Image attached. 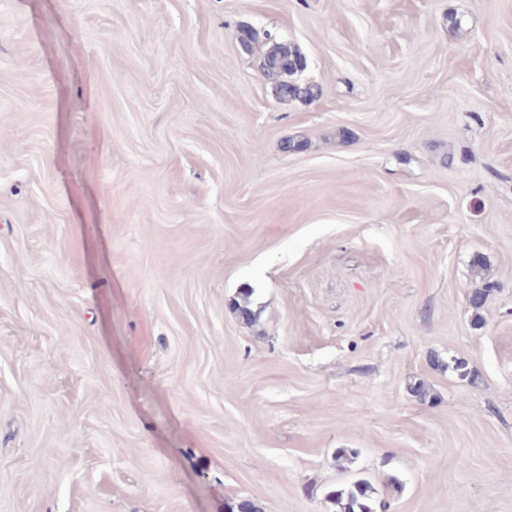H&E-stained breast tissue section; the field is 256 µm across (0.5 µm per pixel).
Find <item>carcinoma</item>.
I'll list each match as a JSON object with an SVG mask.
<instances>
[{
  "label": "carcinoma",
  "instance_id": "1",
  "mask_svg": "<svg viewBox=\"0 0 512 512\" xmlns=\"http://www.w3.org/2000/svg\"><path fill=\"white\" fill-rule=\"evenodd\" d=\"M261 58V71L274 84L282 100L311 101L321 94L318 85L300 79V74L306 68V60L297 49L275 42ZM493 286L495 282L485 279L482 287L470 293L469 301L474 309L483 307ZM374 494L373 485L361 479L329 490L326 498L336 508V512H373Z\"/></svg>",
  "mask_w": 512,
  "mask_h": 512
}]
</instances>
